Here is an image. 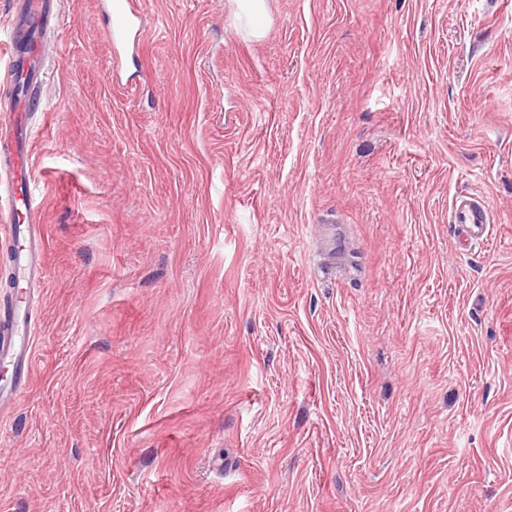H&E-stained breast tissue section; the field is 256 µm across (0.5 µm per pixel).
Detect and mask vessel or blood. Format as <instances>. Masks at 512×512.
I'll return each instance as SVG.
<instances>
[{"instance_id":"1","label":"vessel or blood","mask_w":512,"mask_h":512,"mask_svg":"<svg viewBox=\"0 0 512 512\" xmlns=\"http://www.w3.org/2000/svg\"><path fill=\"white\" fill-rule=\"evenodd\" d=\"M55 0H17L7 36L0 40V62L14 91L8 116L11 132L7 178L0 186V200L7 205L0 225L8 233L14 254L13 276L17 287L32 288L45 278L41 264L44 239L40 209L31 192L29 165L33 119L47 103L40 87L42 66L50 52L48 20ZM109 17L103 30L106 43L118 46L132 36H144L146 25L139 0H100ZM450 222L469 243L486 240L491 216L485 204L468 194L457 195L450 207ZM32 301L11 298L0 303V359L12 362L16 385H23L32 366Z\"/></svg>"}]
</instances>
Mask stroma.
<instances>
[{
    "label": "stroma",
    "instance_id": "35a3bbf8",
    "mask_svg": "<svg viewBox=\"0 0 512 512\" xmlns=\"http://www.w3.org/2000/svg\"><path fill=\"white\" fill-rule=\"evenodd\" d=\"M141 7L59 0L0 512H512V0ZM100 3L109 17L103 36L106 43L113 47L111 60L105 70L106 78L112 81L119 68L115 49L131 35L142 38L146 32V25L141 2L138 0H100ZM450 223L461 228L469 244L484 242L490 235V213L480 199L470 194H459L452 200Z\"/></svg>",
    "mask_w": 512,
    "mask_h": 512
}]
</instances>
